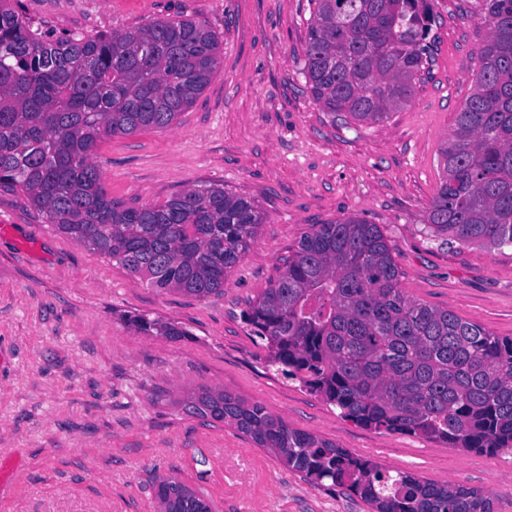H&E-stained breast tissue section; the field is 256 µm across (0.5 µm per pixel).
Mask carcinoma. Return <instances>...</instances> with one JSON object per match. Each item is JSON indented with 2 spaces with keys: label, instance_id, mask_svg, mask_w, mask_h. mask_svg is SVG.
I'll return each instance as SVG.
<instances>
[{
  "label": "carcinoma",
  "instance_id": "cac0c4a2",
  "mask_svg": "<svg viewBox=\"0 0 512 512\" xmlns=\"http://www.w3.org/2000/svg\"><path fill=\"white\" fill-rule=\"evenodd\" d=\"M306 90L333 114L380 123L412 99L431 31L429 0H310ZM0 0V187L24 192L61 234L160 290L206 299L249 251L265 214L209 183L160 204L112 199L93 161L112 136L169 128L223 59L218 34L192 18L158 19L98 37L51 38ZM489 29L474 88L440 149L442 178L425 213L461 245L512 248V0H479ZM393 249L358 217L304 233L245 322L266 360L375 430L451 448L512 449V337L410 298ZM179 339L172 323L132 318ZM186 413L222 422L280 462L363 499L373 512H495L487 494L394 475L292 428L258 402L201 388ZM159 512L208 499L174 477L157 485Z\"/></svg>",
  "mask_w": 512,
  "mask_h": 512
}]
</instances>
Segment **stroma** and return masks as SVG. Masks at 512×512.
<instances>
[{
    "label": "stroma",
    "mask_w": 512,
    "mask_h": 512,
    "mask_svg": "<svg viewBox=\"0 0 512 512\" xmlns=\"http://www.w3.org/2000/svg\"><path fill=\"white\" fill-rule=\"evenodd\" d=\"M42 32L96 36L193 18L224 62L165 130L104 141L94 155L112 199L164 202L204 183L266 215L249 251L204 300L146 279L57 233L0 188V512H158L159 477L212 512H370L314 484L221 422L183 412L199 388L264 405L293 428L421 479L491 495L512 512V451L484 454L359 426L265 361L243 311L278 278L301 235L357 216L389 240L405 293L512 336V249L448 244L425 224L439 151L470 94L488 37L477 0H433L432 61L411 102L378 124L334 116L305 89L309 0H21ZM139 316L182 326L172 340ZM129 321L138 330L147 334H154L155 336L179 339L189 335V333L184 328H180L179 326L168 322L148 321L139 317L130 318Z\"/></svg>",
    "instance_id": "obj_1"
}]
</instances>
